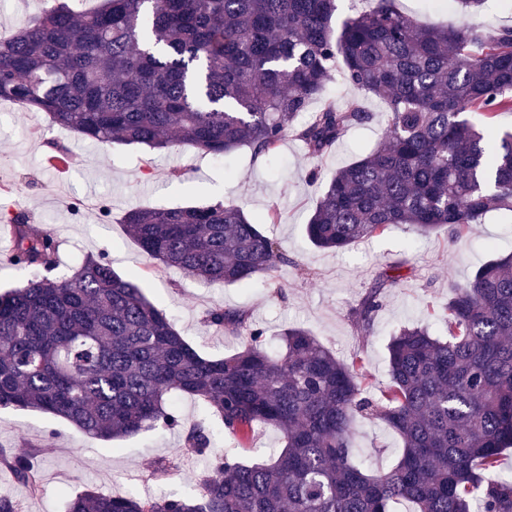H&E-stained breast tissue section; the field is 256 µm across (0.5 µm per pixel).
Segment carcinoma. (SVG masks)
I'll list each match as a JSON object with an SVG mask.
<instances>
[{
	"label": "carcinoma",
	"instance_id": "obj_1",
	"mask_svg": "<svg viewBox=\"0 0 512 512\" xmlns=\"http://www.w3.org/2000/svg\"><path fill=\"white\" fill-rule=\"evenodd\" d=\"M454 2L455 27L420 26L396 0H373L337 30L336 0H99L87 13L55 0L0 40V100L98 143L274 156L290 134L319 156L372 119L359 102L308 112L340 61L346 83L386 101L390 123L384 144L329 180L310 243L340 250L395 224L459 237L491 211L512 212V132L493 123L512 111V27L485 31L470 22L485 0ZM279 215L217 202L133 208L122 224L160 268L230 285L283 260L261 228ZM12 223V264L37 275L0 294V408L109 442L182 426L173 396L188 394L240 444L257 424L285 442L273 462L247 464L214 454L213 431L194 423L182 452L206 464L199 495L87 491L66 512H392L401 499L415 512H512V480L493 477L512 445V254L451 286L438 314L447 336L416 326L390 338V382L375 401L363 366L309 330H286L274 353L245 313L219 305L204 323L241 337V349L204 357L145 296L140 274L92 254L63 272L50 230L21 215ZM397 282L377 275L353 312L359 329L370 332ZM369 412L403 443L394 466L370 472L352 461L355 418ZM1 464L39 490L32 454L0 449Z\"/></svg>",
	"mask_w": 512,
	"mask_h": 512
}]
</instances>
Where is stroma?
I'll return each mask as SVG.
<instances>
[{
    "mask_svg": "<svg viewBox=\"0 0 512 512\" xmlns=\"http://www.w3.org/2000/svg\"><path fill=\"white\" fill-rule=\"evenodd\" d=\"M339 106L363 99L373 112L366 126L348 131L327 153L310 156L303 144L286 136L277 156L264 159L244 148L215 160L201 151L174 147L159 153L142 145L101 144L61 131L41 112L13 110L0 101V228L25 212L36 224L51 228L60 242L64 265L84 255H105L121 274L142 272L148 260L125 232L122 214L135 207H176L232 202L252 216L278 205L281 220L266 225L287 257L268 275L248 285H214L171 269L144 275L146 297L164 309L175 327L204 356L232 354L239 336L204 326V311L216 304L246 312L264 329L270 348L281 346L280 330L290 324L309 328L344 362H362L379 396L389 381L386 345L401 326L418 324L438 333L433 314L448 304L449 287L466 282L473 270L495 255L512 252V214L493 212L469 234L454 239L448 231L415 234L408 225L345 250L314 248L304 224L337 168L383 143L390 114L373 97L335 78L327 90ZM69 148L73 164L57 169L46 156L52 144ZM317 179H310V171ZM400 264L401 279L389 289L370 333L356 327L351 312L381 268ZM353 460L374 471L397 463L403 452L398 434L368 414L355 421ZM182 428L140 433L114 442L85 437L67 421L38 411L0 408V448L34 452L41 487L31 493L0 466V494L17 501L22 512H63L65 500L86 489L103 494H195L203 466L180 454ZM283 448L280 433L257 425L247 447L216 430L215 449L245 462H262ZM169 458L173 466L159 479L152 463Z\"/></svg>",
    "mask_w": 512,
    "mask_h": 512,
    "instance_id": "1",
    "label": "stroma"
}]
</instances>
